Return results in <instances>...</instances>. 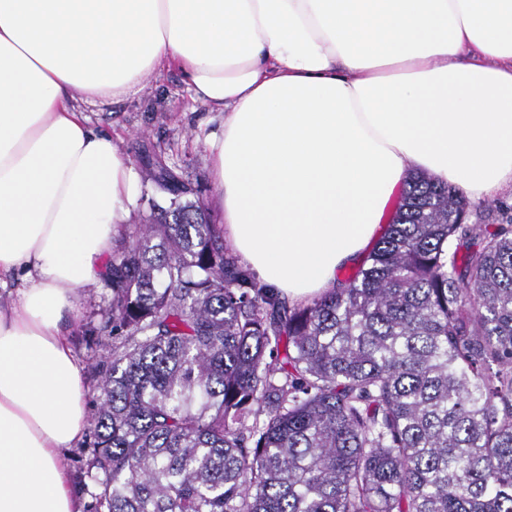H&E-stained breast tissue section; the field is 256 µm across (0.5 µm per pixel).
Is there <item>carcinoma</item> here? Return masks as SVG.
<instances>
[{
	"mask_svg": "<svg viewBox=\"0 0 512 512\" xmlns=\"http://www.w3.org/2000/svg\"><path fill=\"white\" fill-rule=\"evenodd\" d=\"M112 251L105 512H512V207L413 174L356 271L260 287L201 201Z\"/></svg>",
	"mask_w": 512,
	"mask_h": 512,
	"instance_id": "1",
	"label": "carcinoma"
}]
</instances>
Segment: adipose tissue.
<instances>
[{"label": "adipose tissue", "instance_id": "adipose-tissue-1", "mask_svg": "<svg viewBox=\"0 0 512 512\" xmlns=\"http://www.w3.org/2000/svg\"><path fill=\"white\" fill-rule=\"evenodd\" d=\"M172 69L223 118L225 235L291 301L362 260L411 172L512 183V0H0V512H80L66 318L138 189L84 106Z\"/></svg>", "mask_w": 512, "mask_h": 512}]
</instances>
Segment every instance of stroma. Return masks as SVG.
<instances>
[{"label": "stroma", "mask_w": 512, "mask_h": 512, "mask_svg": "<svg viewBox=\"0 0 512 512\" xmlns=\"http://www.w3.org/2000/svg\"><path fill=\"white\" fill-rule=\"evenodd\" d=\"M86 118L92 127L118 136L134 166L139 192L131 207L130 224L152 222L154 205H168L176 185L187 188L190 199L202 201L210 216H217L206 138L218 124L210 112L192 102L180 73L151 78L147 89L118 102L88 106ZM161 160L171 169L173 184L155 181L153 173ZM111 298L104 278L80 289L79 315L71 323L70 342L91 413L96 410L101 380L94 368L97 328Z\"/></svg>", "instance_id": "stroma-1"}]
</instances>
